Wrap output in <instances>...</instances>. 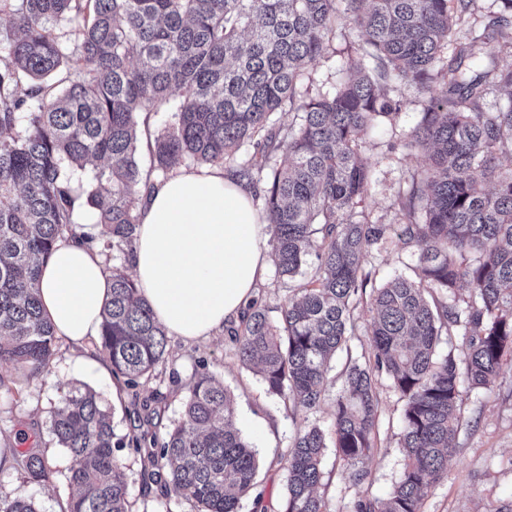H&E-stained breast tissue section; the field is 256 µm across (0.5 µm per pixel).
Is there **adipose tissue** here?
Returning <instances> with one entry per match:
<instances>
[{"label": "adipose tissue", "instance_id": "1", "mask_svg": "<svg viewBox=\"0 0 512 512\" xmlns=\"http://www.w3.org/2000/svg\"><path fill=\"white\" fill-rule=\"evenodd\" d=\"M141 196L131 264L157 321L188 342L239 322L271 265L268 225L252 191L214 167L178 171ZM111 288L97 250L64 237L38 291L56 335L80 348L97 336Z\"/></svg>", "mask_w": 512, "mask_h": 512}]
</instances>
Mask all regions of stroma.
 Masks as SVG:
<instances>
[{"mask_svg": "<svg viewBox=\"0 0 512 512\" xmlns=\"http://www.w3.org/2000/svg\"><path fill=\"white\" fill-rule=\"evenodd\" d=\"M503 11L502 0H471L468 12L453 29L450 43H474L484 63L501 68L512 65V46L502 38L489 41L484 37L488 20ZM360 40L359 32L351 25H339L333 54L318 60L311 69L315 85L340 80L343 50ZM389 94L402 99L404 106L393 123L376 125L364 136L361 153L373 173L365 205L373 220L395 225L399 222L397 195L407 189L411 173L424 168L427 156L423 150L406 145L407 132L420 119L421 96L415 88L400 83L391 84ZM411 262L410 254L391 235L366 258L363 268L370 274L371 286L377 288L406 271ZM355 315L356 334L349 352L339 353L327 374L322 403L311 412L297 415L286 413L279 400L267 392L261 378L238 361L225 333L198 343L168 336L164 362L150 380L134 388L114 378L106 381L84 373L77 364V353L66 341H59L47 373L21 383L18 390H0V446L19 448L21 433H37L54 473L49 481L36 484L24 480L16 466L0 467V496L32 500L39 512H60L62 503L76 494V487L68 479L72 460L53 439L50 419L64 393L71 386L85 384L99 392L114 413V439L122 444L120 456L133 512H194L189 502L175 496L165 479L143 478V455L129 447L128 441L138 430L163 439L182 415L189 385L206 370L223 380L233 394L236 426L259 452L258 484L253 495L242 498L240 512H252L257 495L268 512H277L286 484V472L279 462L281 454L305 425L314 423L332 430L334 403L343 384L342 368L350 360L364 363L370 352L368 332L373 314L363 305ZM377 397L376 448L363 462L367 479L354 481L350 467L338 458L335 448L324 452L318 492L329 512H354L358 501L387 498L402 476L403 403L384 377L378 380ZM141 408L146 409L148 419L136 429L128 414ZM460 413L462 424L454 437L457 452L442 478L428 488L424 510L497 512L502 506L512 505V361L503 365L491 388L465 392Z\"/></svg>", "mask_w": 512, "mask_h": 512, "instance_id": "obj_1", "label": "stroma"}]
</instances>
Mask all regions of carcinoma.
<instances>
[{
  "mask_svg": "<svg viewBox=\"0 0 512 512\" xmlns=\"http://www.w3.org/2000/svg\"><path fill=\"white\" fill-rule=\"evenodd\" d=\"M0 0V388L3 372L36 379L48 371L58 337L43 316L40 268L64 234L92 216L106 229L103 251L129 260L141 188H152L137 159L138 118L169 112L153 149L162 178L189 162L222 165L242 146L252 156L233 170L262 200L280 277L310 278L288 288L279 320L256 300L228 329L238 360L294 413L321 402L327 368L348 348L355 310L373 313L370 355L345 369L334 405L340 459L356 468L375 449L378 378L404 403L402 477L384 501L355 512H423L425 492L453 456L464 389L492 386L512 354V67L484 69L474 44L441 53L471 0ZM348 22L364 42L345 77L309 94V67ZM512 29V15L490 19V36ZM393 82L426 96L409 145L432 149L426 168L398 196L396 236L415 250L414 276L367 289L363 262L389 224L364 203L371 170L363 136L393 121L401 102ZM507 103L489 106V85ZM300 113L284 128L273 115ZM288 153V167L269 168ZM95 171L94 182L82 175ZM98 348L128 387L164 361L167 331L124 269L111 271ZM471 292L457 293L461 283ZM463 339L460 358L436 353L442 332ZM464 368H459V365ZM72 459L77 488L62 512H132L112 416L89 388H74L51 419ZM325 432L299 429L282 454L287 473L280 512H329L321 484ZM148 477L163 470L195 512H238L255 484L256 450L235 426L233 398L208 371L189 389L181 419L159 448L146 451ZM21 476L49 479L38 448L19 455ZM0 512H38L26 499L0 498Z\"/></svg>",
  "mask_w": 512,
  "mask_h": 512,
  "instance_id": "obj_1",
  "label": "carcinoma"
}]
</instances>
